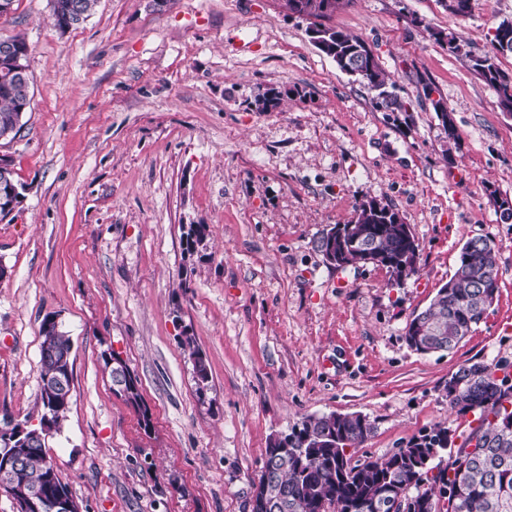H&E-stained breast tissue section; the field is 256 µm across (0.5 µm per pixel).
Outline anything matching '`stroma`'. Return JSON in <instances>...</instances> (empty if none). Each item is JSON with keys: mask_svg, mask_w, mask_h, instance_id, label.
Wrapping results in <instances>:
<instances>
[{"mask_svg": "<svg viewBox=\"0 0 512 512\" xmlns=\"http://www.w3.org/2000/svg\"><path fill=\"white\" fill-rule=\"evenodd\" d=\"M50 13L51 0H15L0 18V39L29 46L31 87L20 131L0 140L23 187L0 220V422L38 425L54 316L73 381L46 450L81 512H250L269 439L308 415L366 416L360 456L437 425L461 442L449 377L512 362V223L496 204L512 198V115L435 34L490 53L512 0H474L463 17L448 0H348L326 18L372 49L402 112L341 72L284 0H98L64 33ZM271 89L280 105L257 111ZM370 199L409 225L419 274L339 268L318 250ZM478 236L496 244V301L453 351L417 353L407 324ZM105 351L139 404L115 393ZM103 362L109 369V375L115 390L132 404H139L138 382L127 366L113 353H104Z\"/></svg>", "mask_w": 512, "mask_h": 512, "instance_id": "35a3bbf8", "label": "stroma"}]
</instances>
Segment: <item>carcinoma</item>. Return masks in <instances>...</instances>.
Masks as SVG:
<instances>
[{"instance_id": "cac0c4a2", "label": "carcinoma", "mask_w": 512, "mask_h": 512, "mask_svg": "<svg viewBox=\"0 0 512 512\" xmlns=\"http://www.w3.org/2000/svg\"><path fill=\"white\" fill-rule=\"evenodd\" d=\"M345 0H299L306 14L326 18ZM327 49L339 70L352 66L359 78L378 92L379 105L390 112H404L405 105L387 90V74L368 45L358 37L328 27ZM447 39L451 53L471 61L472 69L496 93L502 111L512 114V76L503 73L496 56H476L454 35L438 33ZM491 44L498 53H512V21L495 28ZM28 48L19 37L0 39V138L18 133L22 127L23 106L30 103L28 74L8 66L5 51ZM341 238L357 239L359 245L341 253L338 267L366 263L363 246L374 245L379 263L391 267L395 262L419 271L420 246L409 225L390 205L378 215L360 204L354 219L334 226ZM494 242L472 238L462 246L457 268L442 285L429 307L416 314L407 327L406 341L420 354L448 352L459 345L478 325L490 306L486 294L498 292V272L493 259ZM184 348L195 358L198 383L208 382V370L194 338L187 336ZM55 356L45 355L40 346L41 391L44 414L58 425L69 410L71 398L55 391L51 382L59 372L58 362L71 352V342L57 330L50 342ZM103 362L115 390L132 404H139L138 382L127 366L112 353ZM507 364L473 362L461 366L448 378V403L459 414L477 416V426L455 450L448 464L434 463L437 450L448 448V430L437 429L412 440L407 447L379 458L345 455L347 448H359L374 432V426L361 416L309 415L291 428L295 451L281 458L271 440L259 481H269L276 508L269 512H384L382 498L389 492L401 496L410 512H512V374L498 375ZM480 447L471 449L472 441ZM22 463L21 480L28 487L49 491L69 488L46 452L45 443L14 442L0 446V466L5 460Z\"/></svg>"}]
</instances>
